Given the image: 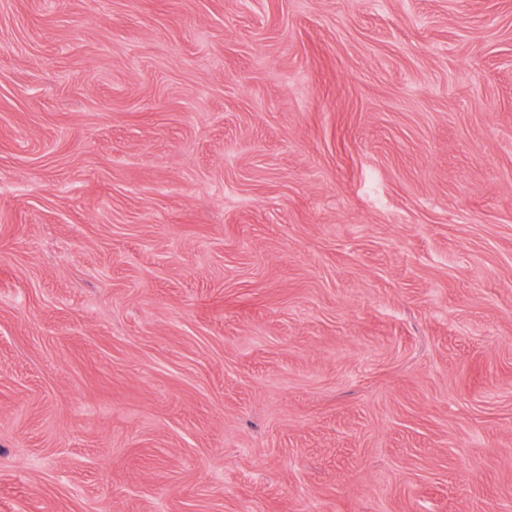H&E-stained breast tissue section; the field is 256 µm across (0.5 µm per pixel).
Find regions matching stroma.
Wrapping results in <instances>:
<instances>
[{"label":"stroma","mask_w":512,"mask_h":512,"mask_svg":"<svg viewBox=\"0 0 512 512\" xmlns=\"http://www.w3.org/2000/svg\"><path fill=\"white\" fill-rule=\"evenodd\" d=\"M0 512H512V0H0Z\"/></svg>","instance_id":"1"}]
</instances>
